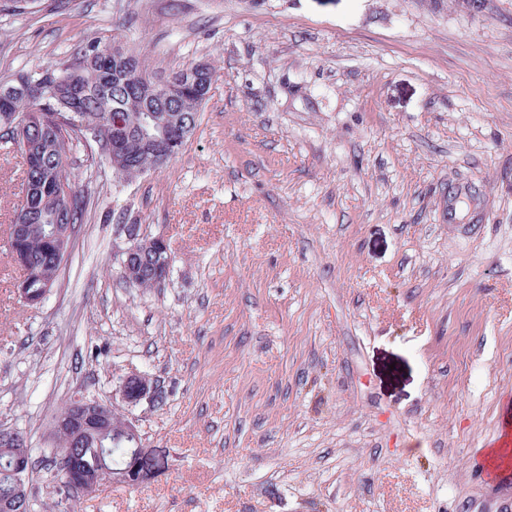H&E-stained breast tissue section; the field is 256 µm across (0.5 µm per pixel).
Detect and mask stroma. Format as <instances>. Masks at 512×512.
<instances>
[{"instance_id": "obj_1", "label": "stroma", "mask_w": 512, "mask_h": 512, "mask_svg": "<svg viewBox=\"0 0 512 512\" xmlns=\"http://www.w3.org/2000/svg\"><path fill=\"white\" fill-rule=\"evenodd\" d=\"M217 80L168 164L74 169L88 194L47 299L0 257V428L25 433L36 512L67 401L133 408L169 466L74 512H472L512 419V0H69L0 14V83L87 41ZM26 164L0 148V239ZM168 279L123 276L121 227ZM122 230L126 235L127 247L122 251L121 265L122 268L125 269L128 265L131 264V261L138 257L137 252L142 250L147 251L149 247H151V251L160 254L164 252L167 254L165 259H161L158 265L155 267V272L158 275L162 272L163 277L168 276L169 266H170V255L167 246L166 239L163 236L156 235L152 237H147L146 245L141 241L146 237L142 236L140 233L139 225L136 224H125L122 225ZM144 246V248H143ZM140 247V248H139ZM163 253V254H164ZM163 254L161 256H163ZM150 261H144L143 257H140V260L135 268V261H132L131 268L124 271V277L128 279L132 284L135 285V282L139 281V288H155L159 286L163 281H158L155 279L154 275L151 274L150 271ZM161 390L159 380L144 374H131L122 380L118 392L120 401L133 408L143 401L153 403Z\"/></svg>"}]
</instances>
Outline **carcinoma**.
Wrapping results in <instances>:
<instances>
[{
  "label": "carcinoma",
  "instance_id": "carcinoma-1",
  "mask_svg": "<svg viewBox=\"0 0 512 512\" xmlns=\"http://www.w3.org/2000/svg\"><path fill=\"white\" fill-rule=\"evenodd\" d=\"M191 67L173 72L174 81L167 93H155L156 81L144 69L138 54L133 50L120 51L112 46H103L97 41L88 42L73 60L54 69H42L32 74L24 73L8 84L0 85V146L15 147L29 163L24 141L33 143L38 151L34 165L27 166L23 193L26 194V219L31 225L28 235L20 239L9 236V254L22 250L37 262L21 266L23 279L29 288L36 290L46 280H57L58 265L53 263L54 245L39 231L41 224H67L71 227L82 224L88 212L90 197L76 189L71 179V154L79 152L86 161L94 165L106 162L113 171L134 176L163 165L135 134L127 142L124 152L117 157H105L99 153L97 143L78 134L79 126L103 127L107 133L119 127H131L140 115L155 109L168 115L172 130L188 136L197 121L199 108L196 100L198 90L191 82L176 81ZM39 112L47 121L38 129L22 132L18 127L5 128L1 114L6 112ZM72 195V204L66 209L56 206V198L64 190ZM124 277L141 288L160 285L150 271V262L139 260L137 266L124 271ZM71 434L59 436V447H71ZM73 448V447H71ZM79 456L81 468L98 464L96 438H87L82 445L73 448ZM130 449H112L104 465L114 470L124 468Z\"/></svg>",
  "mask_w": 512,
  "mask_h": 512
}]
</instances>
